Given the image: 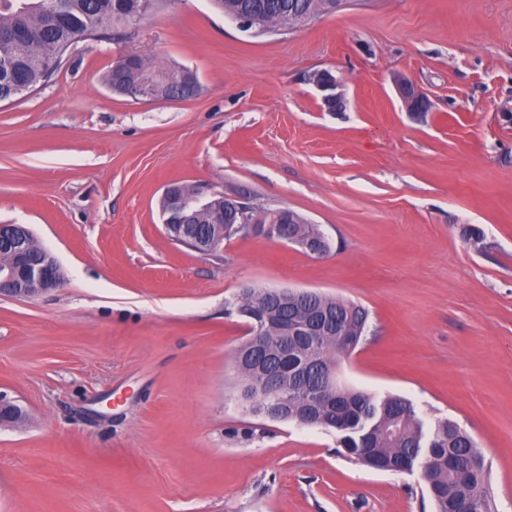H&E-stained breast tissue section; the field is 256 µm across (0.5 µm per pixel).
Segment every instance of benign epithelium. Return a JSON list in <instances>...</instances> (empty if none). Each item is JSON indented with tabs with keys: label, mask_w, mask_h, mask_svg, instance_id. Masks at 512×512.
<instances>
[{
	"label": "benign epithelium",
	"mask_w": 512,
	"mask_h": 512,
	"mask_svg": "<svg viewBox=\"0 0 512 512\" xmlns=\"http://www.w3.org/2000/svg\"><path fill=\"white\" fill-rule=\"evenodd\" d=\"M313 85L321 92V100L329 112H343L347 98L342 82L328 70L312 74ZM397 92L406 111L422 115L429 111L424 94L406 80L396 82ZM216 192L196 186L184 191L176 185L168 186L163 193L165 206L161 208L164 229L175 243L193 251L211 254L217 251L216 240L212 237V225L224 223V219L241 217V222L233 225L232 232L242 237H262L266 240L292 245L313 255L323 256L329 252L324 236L303 237L289 231L287 224H260L257 219L246 220L245 214H251L255 207L243 201L239 196L224 197V209L213 210V224L207 225L200 233L193 218L202 211L212 210V197ZM34 237L30 230L21 224H0V254L8 257L0 260V297L30 298L51 290L60 284L59 264L50 251L39 246L33 247ZM284 336L301 331L314 335L320 331L336 332L333 323L317 321L299 326L295 318H289L288 326L280 327ZM28 420L26 409L15 400L0 393V426L18 425Z\"/></svg>",
	"instance_id": "obj_1"
}]
</instances>
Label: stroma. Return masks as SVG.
I'll return each instance as SVG.
<instances>
[{
    "instance_id": "obj_1",
    "label": "stroma",
    "mask_w": 512,
    "mask_h": 512,
    "mask_svg": "<svg viewBox=\"0 0 512 512\" xmlns=\"http://www.w3.org/2000/svg\"><path fill=\"white\" fill-rule=\"evenodd\" d=\"M185 67V101L134 99L118 52ZM340 79L325 111L314 71ZM429 99L405 111L396 79ZM202 184L319 225L314 257L259 237L174 244L160 200ZM60 285L0 298V512H434L419 471L350 459L335 431L255 417L233 355L249 287L369 311L344 384L457 422L512 512V0H342L255 37L212 0H161L0 102V224ZM17 402L0 393V426L4 424L15 426L28 420L26 409Z\"/></svg>"
}]
</instances>
